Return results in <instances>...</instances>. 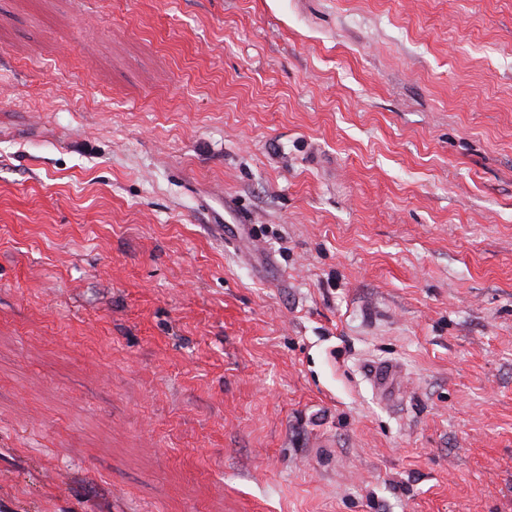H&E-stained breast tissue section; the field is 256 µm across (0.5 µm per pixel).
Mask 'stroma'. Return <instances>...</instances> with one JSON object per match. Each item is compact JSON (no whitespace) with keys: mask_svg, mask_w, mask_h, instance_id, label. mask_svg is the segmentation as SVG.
<instances>
[{"mask_svg":"<svg viewBox=\"0 0 512 512\" xmlns=\"http://www.w3.org/2000/svg\"><path fill=\"white\" fill-rule=\"evenodd\" d=\"M0 512H512V0H0Z\"/></svg>","mask_w":512,"mask_h":512,"instance_id":"stroma-1","label":"stroma"}]
</instances>
